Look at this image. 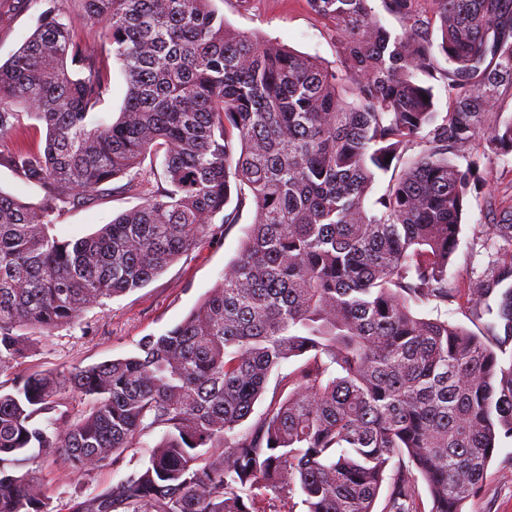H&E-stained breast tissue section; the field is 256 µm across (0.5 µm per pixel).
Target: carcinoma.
Masks as SVG:
<instances>
[{
	"instance_id": "obj_1",
	"label": "carcinoma",
	"mask_w": 512,
	"mask_h": 512,
	"mask_svg": "<svg viewBox=\"0 0 512 512\" xmlns=\"http://www.w3.org/2000/svg\"><path fill=\"white\" fill-rule=\"evenodd\" d=\"M67 2L0 64V139L46 129L42 148L0 150L43 192L33 205L0 191V373L25 355L20 332L48 336L145 286L220 214L254 216L221 281L135 354L0 392V512H51L47 489L13 473L30 449L79 474L158 427L146 464L69 512H258L256 489L298 494L305 512H375L395 459L384 512H421L420 479L430 512H464L512 438V263L448 281L464 209L489 184L481 158L512 154L498 112L512 0H382L397 30L369 0H306L337 69L230 26L216 0ZM434 26L444 114L422 80ZM100 44L127 84L115 120L97 112ZM121 178L137 207L85 237L51 233ZM492 230L512 242V211ZM454 302L490 320L477 333L422 312ZM274 373L280 395L254 419ZM67 394L86 410L59 424L48 413Z\"/></svg>"
}]
</instances>
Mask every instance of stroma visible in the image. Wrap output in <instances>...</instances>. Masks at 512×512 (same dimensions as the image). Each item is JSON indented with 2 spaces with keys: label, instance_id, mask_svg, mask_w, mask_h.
I'll return each mask as SVG.
<instances>
[{
  "label": "stroma",
  "instance_id": "35a3bbf8",
  "mask_svg": "<svg viewBox=\"0 0 512 512\" xmlns=\"http://www.w3.org/2000/svg\"><path fill=\"white\" fill-rule=\"evenodd\" d=\"M47 6V0H0L1 63L32 33ZM219 9L236 29L259 33L331 65L337 62L334 40L305 0H221ZM491 169L486 192L471 198L464 215L458 249L448 267L449 281L469 283L512 259V248L491 231L495 214L512 208V155L494 158ZM138 203L132 192L104 193L68 210L54 232L64 239L90 235ZM252 219V209H244L238 223L217 224L215 234L205 237L144 287L88 309L75 326L30 337L24 357L0 374V382L135 353L143 336L180 322L217 285ZM162 435V428H155L142 437L141 447L126 449L117 461L81 475L71 473L55 455L44 453L33 459L28 469L47 487L52 512H68L74 496L115 483L143 465ZM467 508L469 512H512V438L502 441L478 497Z\"/></svg>",
  "mask_w": 512,
  "mask_h": 512
}]
</instances>
